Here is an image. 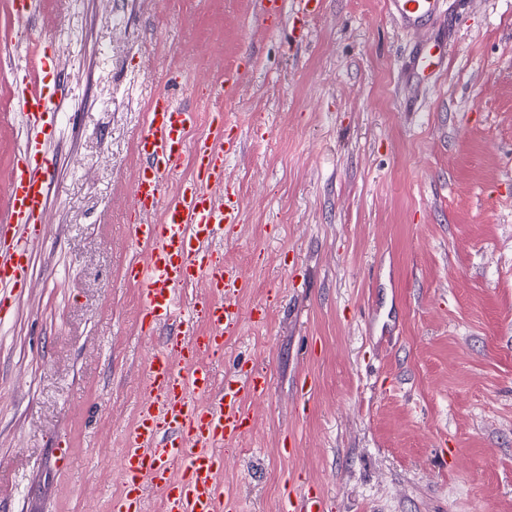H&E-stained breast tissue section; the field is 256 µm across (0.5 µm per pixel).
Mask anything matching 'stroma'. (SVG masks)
<instances>
[{
	"label": "stroma",
	"mask_w": 512,
	"mask_h": 512,
	"mask_svg": "<svg viewBox=\"0 0 512 512\" xmlns=\"http://www.w3.org/2000/svg\"><path fill=\"white\" fill-rule=\"evenodd\" d=\"M387 0H322L306 25L256 0H0V43L52 45L65 100L30 285L0 321V512H111L125 430L162 335L125 278L136 136L168 90L240 137L241 200L215 241L245 286L216 383L264 369L221 486L242 512H512V0H438L402 27ZM446 30L438 76L404 71ZM181 82L166 85L168 71ZM238 73L234 89L221 84ZM0 74V210L25 133ZM71 448L59 468L54 443Z\"/></svg>",
	"instance_id": "stroma-1"
}]
</instances>
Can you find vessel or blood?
I'll return each instance as SVG.
<instances>
[{
    "instance_id": "obj_1",
    "label": "vessel or blood",
    "mask_w": 512,
    "mask_h": 512,
    "mask_svg": "<svg viewBox=\"0 0 512 512\" xmlns=\"http://www.w3.org/2000/svg\"><path fill=\"white\" fill-rule=\"evenodd\" d=\"M437 0H390L392 15L415 28L436 9ZM46 42L28 43L24 67L13 78L21 87L18 104L28 116L25 144L14 158L8 183L9 206L0 210V319L29 281L33 249L46 238V210L54 159L43 142L61 112L49 91L58 75L45 57ZM448 55L447 43L432 41L417 52L414 71L436 72ZM193 110L174 104L163 91L153 95L148 118L136 138L143 166L132 186L140 219L127 225V236L150 252L148 262H130L126 277L138 286L145 334L162 324L171 333L145 366V397L135 423L124 433L123 490L112 512H144V488L161 491L164 512H240L238 500L221 498L218 476L225 447L249 430L250 414L241 395L260 397L269 385L260 370L216 389L207 359L222 356L229 336L239 329L235 298L240 274L212 248L239 222L240 199L224 184V125L212 123L197 139ZM191 178L174 196L165 180L183 160ZM162 221L149 223L154 211ZM204 283L207 291L182 310L184 288Z\"/></svg>"
}]
</instances>
